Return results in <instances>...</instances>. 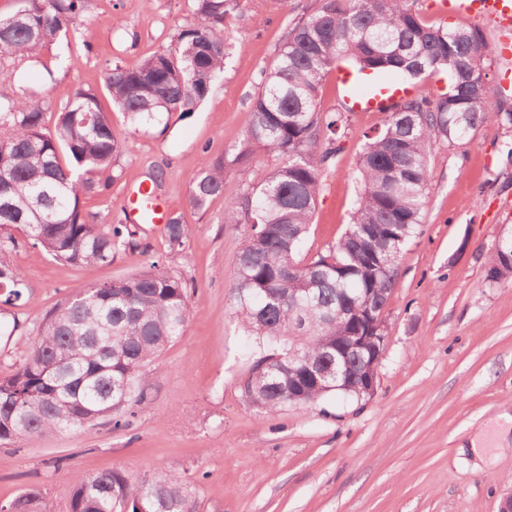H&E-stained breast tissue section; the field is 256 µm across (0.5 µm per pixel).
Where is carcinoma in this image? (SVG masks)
<instances>
[{"label": "carcinoma", "instance_id": "carcinoma-1", "mask_svg": "<svg viewBox=\"0 0 512 512\" xmlns=\"http://www.w3.org/2000/svg\"><path fill=\"white\" fill-rule=\"evenodd\" d=\"M197 22L174 46L127 68L115 64L105 88L115 108L137 129L173 112H190L224 72V21L240 0H195ZM416 0H325L295 25L276 60L260 73L241 140L224 156L206 159L189 201L202 210L224 194L227 169L258 150L284 159L254 171L250 185L233 199L227 224H253L244 235L233 273L232 309L256 341L242 397L262 415L308 407L330 394L361 401L366 394L343 379L327 386L298 377L292 356L316 372H336V345L355 325L384 324L383 311L398 287L400 258L420 234L429 172L430 143L464 141L488 124L512 127L471 66L472 52L486 49L475 28L424 22ZM86 10V0H21L0 15V82L10 60L41 59L61 43ZM354 61L359 72L400 81L451 75L438 97H406L382 129L367 138L358 163V190L350 224L338 241L308 261L300 259L318 197L322 173L341 151L348 117L317 111L323 81L336 64ZM125 151L97 93L81 90L58 113L53 130L43 126L34 95L0 97V288L17 301L22 270L3 260L19 247L10 229L39 255L78 265L87 272L112 261L137 235L128 224L106 227L90 221L82 198L110 189L99 174L114 168ZM169 251L181 252L186 225L166 224ZM496 249L488 286L512 280V235ZM390 256L380 267L375 257ZM188 285L155 260L149 270L93 284L45 314L27 356L0 377V445L48 433L89 429L106 419L126 428L147 398L150 367L184 335L190 319ZM357 378L376 370L372 361L347 360ZM195 490L172 470L135 478L113 470L74 480L70 512H195ZM8 512H54L35 490L20 494Z\"/></svg>", "mask_w": 512, "mask_h": 512}]
</instances>
